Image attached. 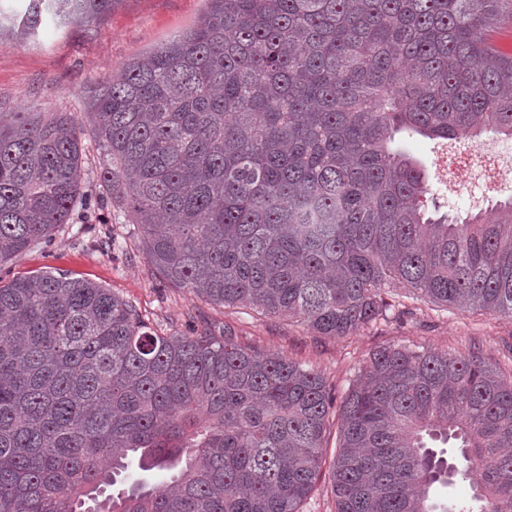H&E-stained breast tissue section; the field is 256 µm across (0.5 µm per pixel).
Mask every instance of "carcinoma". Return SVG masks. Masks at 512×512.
I'll return each instance as SVG.
<instances>
[{
	"mask_svg": "<svg viewBox=\"0 0 512 512\" xmlns=\"http://www.w3.org/2000/svg\"><path fill=\"white\" fill-rule=\"evenodd\" d=\"M117 0H25L0 36ZM197 26L102 78L98 181L168 282L320 336L361 333L400 285L512 317V200L424 214L401 131L512 137V0H209ZM70 112L0 121V265L83 190ZM333 412L324 375L226 335L162 336L51 270L0 284V512H300ZM336 512H512V383L483 358L379 346L339 410ZM452 447L437 451L428 441ZM171 482L106 494L131 462ZM473 494L437 503L436 485Z\"/></svg>",
	"mask_w": 512,
	"mask_h": 512,
	"instance_id": "cac0c4a2",
	"label": "carcinoma"
}]
</instances>
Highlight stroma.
I'll return each mask as SVG.
<instances>
[{"label": "stroma", "mask_w": 512, "mask_h": 512, "mask_svg": "<svg viewBox=\"0 0 512 512\" xmlns=\"http://www.w3.org/2000/svg\"><path fill=\"white\" fill-rule=\"evenodd\" d=\"M207 9L208 0H122L100 23L50 25L14 45L0 46V112H70L84 128H91L89 98L96 83L194 27ZM393 147L424 168L429 188L425 205L432 218L487 212L512 199L510 189L475 203L456 197L437 166L449 147L447 141L402 131ZM84 148V181L91 204L77 207L50 243L1 266L0 280L51 268L101 284L132 304L158 333L206 334L219 340L229 334L259 351L280 352L314 366L339 400L371 352L388 344L475 353L512 381V317L446 307L395 288L387 294L391 308L384 320L359 335L336 338L317 335L292 320L205 301L167 282L149 263L138 226L127 223L119 206L103 202L97 178L102 156L92 136H85ZM337 447L338 429L332 424L325 434L321 478L300 512H336L331 470Z\"/></svg>", "instance_id": "35a3bbf8"}]
</instances>
